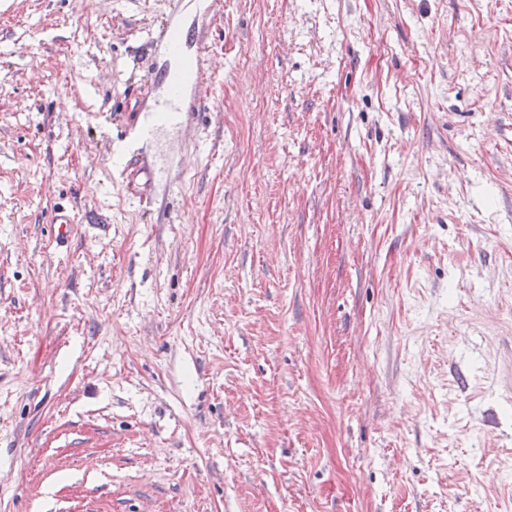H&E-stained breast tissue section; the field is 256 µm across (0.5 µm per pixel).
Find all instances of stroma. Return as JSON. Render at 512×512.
Listing matches in <instances>:
<instances>
[{
    "label": "stroma",
    "mask_w": 512,
    "mask_h": 512,
    "mask_svg": "<svg viewBox=\"0 0 512 512\" xmlns=\"http://www.w3.org/2000/svg\"><path fill=\"white\" fill-rule=\"evenodd\" d=\"M0 512H512V0H0ZM184 102V78L175 74L169 79L166 101L155 111L144 114L142 121L133 130L135 138L147 137L158 127L180 122Z\"/></svg>",
    "instance_id": "35a3bbf8"
}]
</instances>
